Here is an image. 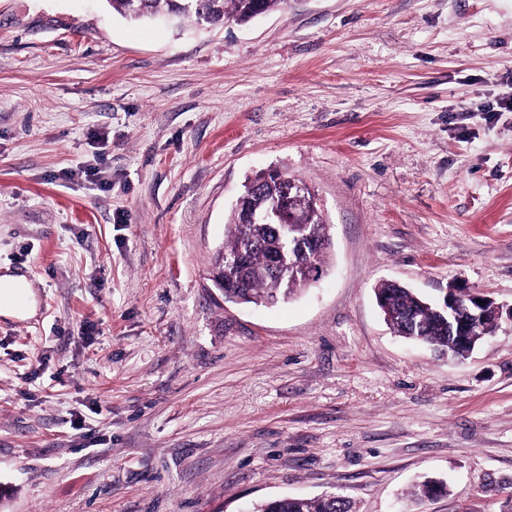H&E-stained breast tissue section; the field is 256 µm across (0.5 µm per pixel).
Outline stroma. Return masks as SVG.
<instances>
[{
    "instance_id": "obj_1",
    "label": "stroma",
    "mask_w": 512,
    "mask_h": 512,
    "mask_svg": "<svg viewBox=\"0 0 512 512\" xmlns=\"http://www.w3.org/2000/svg\"><path fill=\"white\" fill-rule=\"evenodd\" d=\"M512 0H288L248 24L0 0V512H501L512 322L452 360L396 336V281L512 305ZM329 226L268 307L209 279L246 178ZM446 492L421 497L424 481ZM0 282H3L5 286L12 287L15 294L13 301L0 305V315L23 317L33 312V293L30 284L23 276L5 275ZM257 512H351L350 502L342 496L316 499L281 497L262 504Z\"/></svg>"
}]
</instances>
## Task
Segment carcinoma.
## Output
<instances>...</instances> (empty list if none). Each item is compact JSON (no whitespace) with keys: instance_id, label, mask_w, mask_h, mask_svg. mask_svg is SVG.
<instances>
[{"instance_id":"cac0c4a2","label":"carcinoma","mask_w":512,"mask_h":512,"mask_svg":"<svg viewBox=\"0 0 512 512\" xmlns=\"http://www.w3.org/2000/svg\"><path fill=\"white\" fill-rule=\"evenodd\" d=\"M112 10L135 23L151 21L160 15L180 22L192 17L196 24L234 21L245 24L257 17L254 0H107ZM291 178L278 171H263L247 179L243 193L252 196L256 214L266 212L282 195ZM313 195L302 197L296 206L306 218L303 226L281 228L277 224L255 218L245 221L231 210L225 225L224 243L211 257V268L220 270L226 258L245 250L244 261L230 273L231 297L244 304H272L290 299L307 285L302 268L273 271L272 259L285 239L307 242L315 239L323 248L313 258L321 269L327 267L329 247L328 224L322 214L312 208ZM377 298L386 301L385 316L394 332L406 339L440 347L450 355H461L467 348L456 343L449 329L453 315L439 310L428 301L400 284L385 281L376 289ZM257 512H352L350 502L342 496L316 499L281 497L263 505Z\"/></svg>"}]
</instances>
